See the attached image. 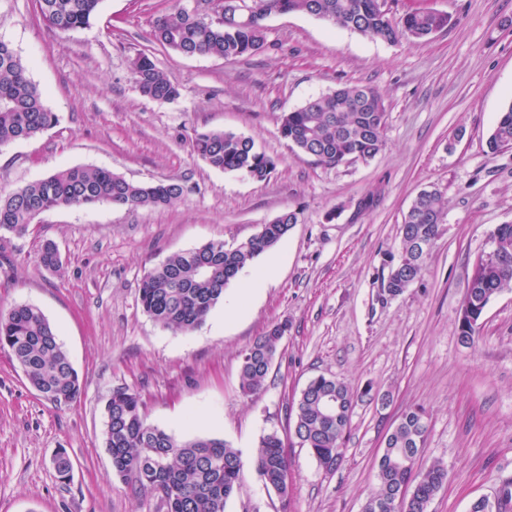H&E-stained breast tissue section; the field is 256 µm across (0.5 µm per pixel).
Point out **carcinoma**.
I'll return each mask as SVG.
<instances>
[{"label": "carcinoma", "mask_w": 512, "mask_h": 512, "mask_svg": "<svg viewBox=\"0 0 512 512\" xmlns=\"http://www.w3.org/2000/svg\"><path fill=\"white\" fill-rule=\"evenodd\" d=\"M101 0H36L43 23L59 32L84 28ZM245 10L207 24L192 5L173 0L153 22L152 35L162 47L182 56L210 55L233 60L261 50L262 21L272 14L303 11L371 38L395 43L425 41L448 25V16L432 12L405 13L394 19L381 12L379 0H240ZM133 79L145 97L168 102L180 96L178 85L153 58L142 53L133 62ZM57 122L45 105L18 53L0 40V147L41 135ZM386 108L378 90L368 84L336 88L309 99L282 115L280 133L291 147L315 157L324 166L368 163L385 147ZM487 148L496 154L512 148V104L500 112ZM193 150L211 167L242 173L262 181L276 168L273 158L255 148L252 139L227 131L195 135ZM184 186L175 180L138 184L104 168L73 166L0 197V233L22 236L38 217L53 208L114 204L130 208L166 206L181 199ZM447 201L436 189L421 190L399 228L400 257L382 286L398 296L421 275L440 236ZM292 211L240 243L210 241L177 253L144 273L139 284L143 311L174 333L200 326L222 301L226 287L262 253L275 247L293 224ZM498 254L479 256L464 298L460 337L473 341L476 326L490 299L512 290V224L491 232ZM41 266L59 267L58 249L46 242L39 251ZM281 336L276 325L256 338L244 354L240 388L247 396L265 388L270 361ZM0 349L8 352L28 383L57 405L76 401L81 391L78 372L59 341L55 328L40 308L20 304L0 315ZM371 389L356 393L336 378L318 375L309 380L296 404L294 436L325 469L339 464L341 440L355 403ZM425 410H406L388 435L377 464V489L363 512H427L448 481V469L436 463L419 467L428 435ZM104 440L113 471L137 493L157 495L166 512H225L229 500L242 489L241 452L211 437L178 439L146 422L139 394L128 387L112 389L105 401ZM251 462L263 483L288 496L291 471L280 435L268 432L259 439ZM512 488L502 489L495 502L482 499L471 512H505Z\"/></svg>", "instance_id": "obj_1"}]
</instances>
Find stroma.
<instances>
[{
	"label": "stroma",
	"mask_w": 512,
	"mask_h": 512,
	"mask_svg": "<svg viewBox=\"0 0 512 512\" xmlns=\"http://www.w3.org/2000/svg\"><path fill=\"white\" fill-rule=\"evenodd\" d=\"M169 4L102 0L88 26L59 33L40 21L35 0H0V39L59 117L39 137L0 148V194L71 166L185 187L167 206L56 208L26 235L0 236V311L39 307L82 381L75 402L53 404L0 352V512H166L112 469L104 403L118 386L138 392L148 423L179 439L218 437L248 455L278 432L291 462L288 498L248 466L226 512H362L386 438L414 406L429 416L422 466L448 467L428 512H470L476 499L496 497L512 481V291L491 298L474 344L461 343L459 317L488 234L512 224V149L486 148L512 103V0H426L448 26L417 43L274 14L262 22L264 48L231 61L156 43L153 21ZM143 52L179 86L178 99L140 94L132 62ZM345 83L381 93L386 145L370 163L330 168L291 148L281 117ZM207 130L251 138L275 170L256 181L211 168L192 149ZM424 189L447 201L441 234L420 279L382 295L399 226ZM285 211L296 224L243 269L201 327L175 335L143 311L146 270L211 240H246ZM47 240L60 253L54 271L37 262ZM260 268L270 278L243 295ZM278 322L288 333L266 387L243 396L242 354ZM320 374L387 401L356 404L331 470L294 436L296 402ZM60 450L72 462L65 479L52 465Z\"/></svg>",
	"instance_id": "1"
}]
</instances>
